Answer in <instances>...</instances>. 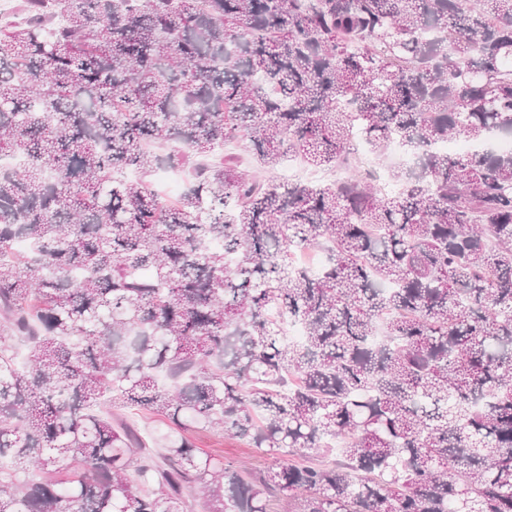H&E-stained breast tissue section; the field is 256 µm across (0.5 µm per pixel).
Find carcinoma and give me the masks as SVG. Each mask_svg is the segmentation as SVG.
<instances>
[{"label":"carcinoma","instance_id":"1","mask_svg":"<svg viewBox=\"0 0 512 512\" xmlns=\"http://www.w3.org/2000/svg\"><path fill=\"white\" fill-rule=\"evenodd\" d=\"M355 131L413 156L396 191L211 160L243 135L272 170L335 167ZM503 133L512 0H24L0 24V512H512V153L434 148ZM192 156L164 202L146 177ZM315 247L318 273L285 260ZM128 407L169 422L163 465ZM214 427L273 460L179 436ZM279 175L285 182L294 181L300 177H304L308 180H319L324 177L323 172L304 169L292 156H288V159L284 161ZM184 435L199 451L220 459L226 464H251L258 471L271 460V456L259 448H253L246 440L224 436L221 431L203 428L184 433Z\"/></svg>","mask_w":512,"mask_h":512}]
</instances>
